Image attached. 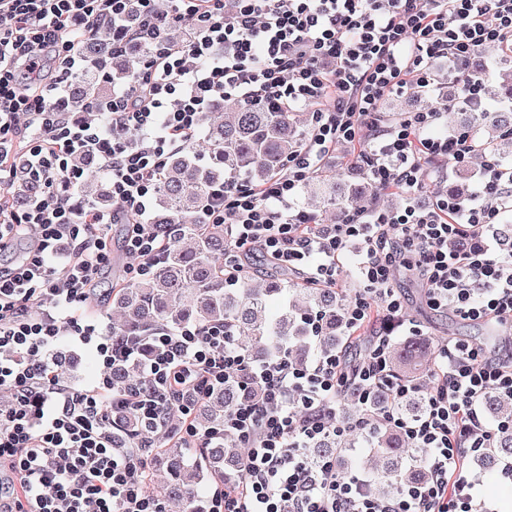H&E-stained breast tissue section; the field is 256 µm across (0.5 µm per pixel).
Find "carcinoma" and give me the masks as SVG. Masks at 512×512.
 I'll return each instance as SVG.
<instances>
[{
  "instance_id": "obj_1",
  "label": "carcinoma",
  "mask_w": 512,
  "mask_h": 512,
  "mask_svg": "<svg viewBox=\"0 0 512 512\" xmlns=\"http://www.w3.org/2000/svg\"><path fill=\"white\" fill-rule=\"evenodd\" d=\"M152 53L145 43L134 42L112 56V71L103 78L93 67L71 78L63 99L66 111L87 115L91 102L110 96V85L128 82L137 74L141 62ZM499 83H483L481 106L457 109L456 128L470 132L478 152L499 156L496 140H509L512 131V57L503 53ZM224 119L204 117L203 137L170 158L160 176L155 195V218L158 224L176 228L161 263L141 278L124 281L112 288V302L122 310L116 332H135L142 342L155 328L174 329L187 322L224 323L238 335L245 357L275 361L282 357L304 365L317 351L336 352L347 335L345 311L353 292L349 289L309 288L288 271L265 260V287L252 284L253 260L248 250L237 252L243 278L236 287L224 283V253L228 238L222 224L200 223L201 205L216 183L242 179L251 185L261 184L283 171L310 133L306 112L277 110L264 103L243 105L238 101L218 102ZM209 158L199 163V155ZM471 174L465 169L455 173L446 193L463 199L469 195ZM302 190L308 204L320 215L340 218L354 204H366L380 189L364 175L355 183H336L329 168L318 171ZM83 198L93 204L110 201L108 187L96 177L81 188ZM318 318L319 334L309 341L307 318ZM430 360V343L425 337L408 340L389 353V368L404 378L422 373ZM118 389L140 384L133 368L117 365L110 373ZM259 393L258 386L241 375L215 388L201 401L198 416L204 424L219 427L224 414ZM390 404L410 419L424 407L421 395L402 399L380 393L374 404ZM484 410L494 421L512 420V399L496 392L484 398ZM374 440L362 451L351 433L316 440L310 458H334L336 471L350 474L360 469L375 473L372 491L378 497H390L402 486L417 485L428 477L426 451L413 448L394 427L373 432ZM512 458V430L495 438L493 447L472 456L474 467L492 472ZM202 466L189 465L184 449L161 447L155 457L150 489L168 499L181 502L183 512H199L200 477L208 472L222 479L240 475L241 443L233 437L206 448Z\"/></svg>"
}]
</instances>
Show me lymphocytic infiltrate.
I'll list each match as a JSON object with an SVG mask.
<instances>
[{"label":"lymphocytic infiltrate","instance_id":"1","mask_svg":"<svg viewBox=\"0 0 512 512\" xmlns=\"http://www.w3.org/2000/svg\"><path fill=\"white\" fill-rule=\"evenodd\" d=\"M183 25L193 37L178 46L171 31ZM102 33L113 49L141 41L154 52L99 105L98 120L71 119L61 105L67 81L86 66L83 42ZM489 51L512 54V0H169L164 10L156 0H0V255L11 256L0 264V391L9 395L0 402V512H166L147 482L149 442L124 440L112 414L132 411L153 434L171 406L190 452L227 436L245 450L239 480L215 481L205 512H475L462 466L495 438L482 400L512 396V359L451 339L425 384L392 374L395 338L421 333L395 278L416 271L432 310L512 324V249L497 235L512 214V164L477 158L467 133L430 136L442 113L388 124L382 105L442 77L459 85L460 102L479 101L482 80L469 64ZM224 97L310 112L311 130L266 183L216 184L201 221L225 225L235 248L259 247L315 288L341 287L342 259L358 244L360 287L346 318L371 341L354 366L343 352L303 366L254 365L231 328L190 322L153 330V356L142 364L138 339L113 335L91 312L112 263V225L125 227L129 279L160 263L167 241L151 218L158 180ZM339 145L402 203L353 206L336 224L299 207V188ZM78 155L107 176L111 207L79 196L87 172L74 165ZM475 159L469 197L415 203L431 177ZM25 182L39 189L16 202ZM462 237L476 246L449 249ZM64 336L90 346L104 369L84 389L66 383L54 358ZM118 363L140 364L143 388L115 390L108 371ZM241 374L258 385L257 399L227 412L221 427L198 424L195 405ZM383 390L421 394L423 412L373 410ZM348 396L365 407L355 427L393 425L428 449L423 484L380 498L369 478L308 457L313 441L340 432L336 407Z\"/></svg>","mask_w":512,"mask_h":512}]
</instances>
